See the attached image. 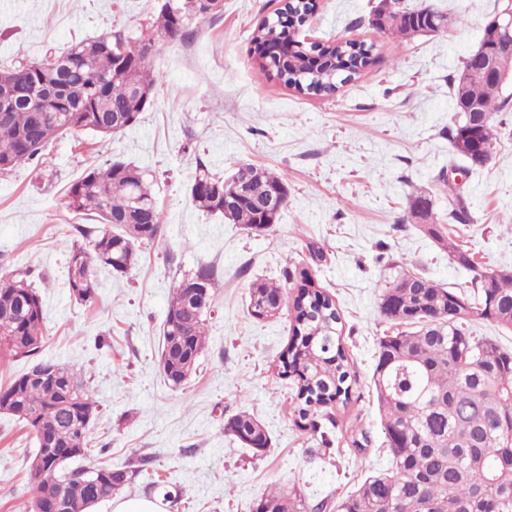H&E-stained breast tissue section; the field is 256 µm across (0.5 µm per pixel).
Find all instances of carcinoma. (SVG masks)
<instances>
[{"label":"carcinoma","mask_w":512,"mask_h":512,"mask_svg":"<svg viewBox=\"0 0 512 512\" xmlns=\"http://www.w3.org/2000/svg\"><path fill=\"white\" fill-rule=\"evenodd\" d=\"M185 2L174 0L173 8L160 9L146 35L102 34L52 51L73 59L75 68L67 73L39 72L36 62L13 68L12 80L21 90L46 102L38 112L18 100L5 112L0 103V174L35 159L52 140L71 130L107 136L134 126L161 80L149 63L156 48L152 39L180 42L188 35L189 21L204 22L214 16L212 12L190 16L183 12ZM435 14L430 6L386 9L383 23L375 26L384 34L414 36L419 34L417 23ZM105 41L122 42L125 59L103 50ZM252 41L288 45L287 64L268 55L258 70L304 94L336 91L359 75L372 56L371 47L351 40L323 44L291 37L277 17L263 21ZM465 93L480 103L483 119L473 124L464 115L458 117L448 127V142L454 154L468 163L467 169L478 170L494 154L499 137L494 116L512 112V94L480 82L468 85ZM436 180L448 187V223H473L467 202L450 187L446 174H438ZM238 187L243 188L245 201L227 214L224 191ZM276 189L282 190V204H287L284 180L265 167L244 164L225 179L201 164L190 192L197 207L257 232L280 218L263 211L266 198ZM69 206L88 211L99 221L94 227L77 228L88 244L75 245L67 265L70 296L89 306L98 291L95 269L117 274L132 269L139 259V245L159 235L162 214L146 170L124 161L84 171L69 189ZM407 217L424 221L421 231L448 249V261L474 273L473 292L404 271L386 281L380 312L394 325L405 326L379 339L372 376L392 467L366 477L336 503V512H512V350L470 332L473 320L512 330V271H478L472 253L434 220L430 198L409 194ZM283 278L282 284H251L249 313L257 319L270 318L292 304V336L275 370L292 384L295 424L320 436V444L328 448L336 428L333 407L347 405L356 384L342 345V318L308 271L286 269ZM292 280L295 294L290 296L286 282ZM194 286L203 291L192 297ZM215 288L213 269L200 266L185 274L169 297L159 366L174 387L196 371L206 343L204 316ZM43 321V305L35 289L22 278L1 275L0 352L26 358L39 355ZM43 365L48 371L44 379H33L26 372L0 387V412L29 426L39 445L28 469L35 491L30 512H36L40 501L54 499L63 486L72 512H87L149 474L154 459L141 454L120 466L86 469V477L112 484L106 497L71 481V472L63 465L87 455L98 404L70 365L55 361ZM224 431L258 453L270 448L266 428L246 412L228 419ZM45 437L56 439L60 459L41 457ZM302 508L298 498L278 491L263 497L255 512H302Z\"/></svg>","instance_id":"cac0c4a2"}]
</instances>
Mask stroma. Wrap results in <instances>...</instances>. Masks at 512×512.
Returning a JSON list of instances; mask_svg holds the SVG:
<instances>
[{"label":"stroma","instance_id":"obj_1","mask_svg":"<svg viewBox=\"0 0 512 512\" xmlns=\"http://www.w3.org/2000/svg\"><path fill=\"white\" fill-rule=\"evenodd\" d=\"M212 20L192 24V39L162 44L151 63L160 72L151 105L136 125L107 138L75 130L34 160L0 174V274H19L40 294L41 356L68 363L88 380L98 402L90 452L79 463L115 466L154 459L158 485L138 480L127 497H162L166 512H255L277 487H295L306 505L338 499L390 467L372 386L377 344L389 328L380 313L384 280L401 266L450 287L473 274L404 222L406 196H431L448 218V196L434 186L440 170L460 166L448 144L457 118L448 80L477 47L498 0H399L448 14V28L397 37L373 24L382 0H317L297 32L308 41L355 39L372 62L336 92L307 95L257 73L254 29L283 0H223ZM157 0H0V67L42 59L88 36L140 32ZM499 144L490 162L455 187L472 224L449 235L479 267L512 268V112L498 115ZM135 163L154 183L162 231L142 244L125 274L97 272L89 306L69 296L66 267L91 216L69 206L68 190L90 166ZM228 174L243 163L268 168L288 186V205L271 228L249 232L197 208L189 186L198 164ZM325 259L313 263L309 245ZM209 265L218 288L206 315L207 339L195 375L175 388L158 369L167 300L185 272ZM306 267L330 294L344 324L356 374L355 396L335 410L332 447L323 448L292 416L291 386L272 369L291 334V316L257 320L246 307L252 282L281 280ZM247 411L272 446L260 454L224 432ZM365 430V449L350 443ZM29 428L0 412V512H28L34 494Z\"/></svg>","mask_w":512,"mask_h":512}]
</instances>
